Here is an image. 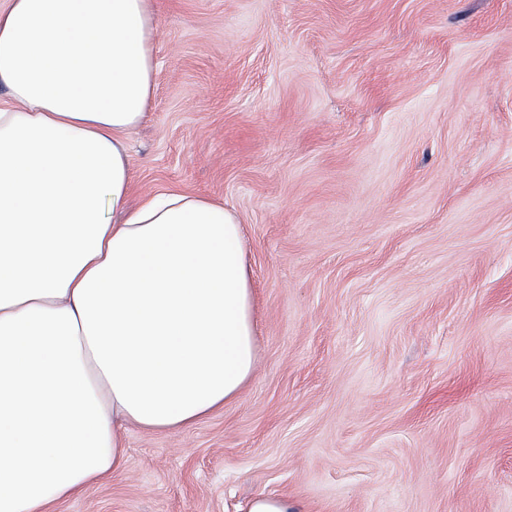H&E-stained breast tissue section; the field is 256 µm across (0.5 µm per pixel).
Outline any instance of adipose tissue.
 <instances>
[{
  "label": "adipose tissue",
  "mask_w": 512,
  "mask_h": 512,
  "mask_svg": "<svg viewBox=\"0 0 512 512\" xmlns=\"http://www.w3.org/2000/svg\"><path fill=\"white\" fill-rule=\"evenodd\" d=\"M156 28L151 0H0V512L117 474L128 426L188 428L255 371L237 216L127 205Z\"/></svg>",
  "instance_id": "1"
}]
</instances>
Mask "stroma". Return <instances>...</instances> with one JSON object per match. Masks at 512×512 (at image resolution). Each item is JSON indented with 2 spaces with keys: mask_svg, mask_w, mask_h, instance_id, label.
Here are the masks:
<instances>
[{
  "mask_svg": "<svg viewBox=\"0 0 512 512\" xmlns=\"http://www.w3.org/2000/svg\"><path fill=\"white\" fill-rule=\"evenodd\" d=\"M129 202L239 218L258 370L51 512H512V0H153ZM238 512H301L299 505L285 495H259L248 499Z\"/></svg>",
  "mask_w": 512,
  "mask_h": 512,
  "instance_id": "stroma-1",
  "label": "stroma"
}]
</instances>
